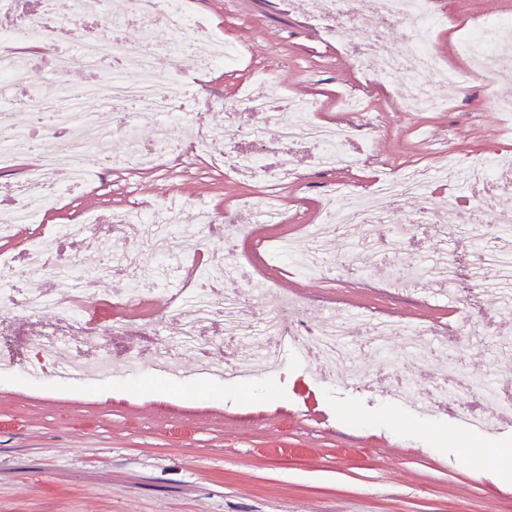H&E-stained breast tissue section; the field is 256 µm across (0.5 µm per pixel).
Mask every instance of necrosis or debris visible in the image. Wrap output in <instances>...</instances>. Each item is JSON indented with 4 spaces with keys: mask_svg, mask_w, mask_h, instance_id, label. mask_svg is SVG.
<instances>
[{
    "mask_svg": "<svg viewBox=\"0 0 512 512\" xmlns=\"http://www.w3.org/2000/svg\"><path fill=\"white\" fill-rule=\"evenodd\" d=\"M39 16L20 19L14 26L0 31V93L16 86H25L24 109L33 124H40L44 114H51L49 133H61L59 145L52 150L34 153L35 161L13 184L0 186V193L10 199L8 209L0 211L1 224H30L40 212L55 202L65 191L82 187L99 167L112 159L113 138L126 135L135 126L138 116L150 113L159 116L156 137L150 147L130 142L124 164L167 162L178 168L197 148L219 157L226 172L259 176L261 182L273 183L287 179L293 169L287 160L269 161L254 150L227 151L221 148L217 133L205 130L204 115L213 109L212 101L197 103L193 123L201 130L190 144L175 140L169 130V115L184 111L180 87L189 84V77L173 82L177 57L185 52L200 53L206 66L233 62L237 47L215 38L198 19L186 15L181 0H134L137 32L143 47L136 58H129L124 38L117 34L125 26L122 17H113L112 36L101 35L82 39L78 44L93 81L74 87L61 86L60 108L54 109L36 91L29 80L28 61L23 48L55 40L69 22L54 10V0H41ZM440 20L434 0H372L368 16L350 13L346 0H334L323 17L327 36L343 37L354 57H369L374 62L373 73L378 78L403 77L401 96L410 110L431 111L440 103L433 96L429 77L434 71L431 52L433 31ZM393 25L402 26L403 37L397 48H390L380 38ZM471 61L482 77H490L497 69L512 64V18L484 20L478 23L468 44ZM98 101L96 111H84L85 102ZM239 109L254 118L244 136L260 141L272 136L284 143H306L315 147L324 165L336 168L359 166L363 158L351 153L350 142L366 137L377 129L376 121L357 125L326 126L310 120L317 105L312 101L285 96L243 95ZM69 171L67 186L53 182L58 167ZM428 173L401 174L378 180L373 185L377 199L373 205L343 206L342 200L351 195L350 187L331 186L323 228L337 233L354 230L360 243H368L386 226V203L424 191ZM125 223L144 224L154 230V249L175 275H183L188 267L177 241L186 233L201 234L203 225L213 224L214 216L204 218L203 225L193 227L179 223L173 206L160 203L125 216ZM29 269L50 279L72 281L79 270L71 260L58 257L42 242L32 243L25 251ZM233 257L225 261H207L201 266L193 288L166 294L165 310L176 312L180 324L182 345L201 346L210 327L220 323L230 339L247 338L259 331L266 338V347L259 361L264 372L271 373L279 365L278 343L291 337L308 354L316 357L329 369H343L353 359L346 343L347 337L361 336L365 347L387 356L388 343L397 333V326L380 317L344 315L332 322L308 325L289 322L288 310L276 307L271 316L255 320L253 325L243 321L237 300L220 299L212 288L225 273L235 269Z\"/></svg>",
    "mask_w": 512,
    "mask_h": 512,
    "instance_id": "obj_1",
    "label": "necrosis or debris"
}]
</instances>
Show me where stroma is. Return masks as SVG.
I'll return each mask as SVG.
<instances>
[{"label":"stroma","instance_id":"35a3bbf8","mask_svg":"<svg viewBox=\"0 0 512 512\" xmlns=\"http://www.w3.org/2000/svg\"><path fill=\"white\" fill-rule=\"evenodd\" d=\"M187 12L203 17L220 37L246 52L243 65L203 67L199 59L178 58L181 74L196 77L183 88L188 103L199 97L232 105L241 89L260 96L285 91L317 102L314 120L362 121L371 114L379 126L371 140L354 145L369 163L351 170H329L307 144L286 145L266 138L268 158L287 156L296 180L264 185L250 178L230 179L197 152L171 173L166 167L139 170L117 162L105 166L95 185L85 187L41 212L37 221L0 236V257L17 265L15 285L70 300L67 284L43 279L20 264L28 240L45 228L102 221L115 211L161 201L180 205L184 223L199 209L223 214L239 210L244 226L233 241L223 233L185 236L188 258L223 256L233 246L241 269L224 275V296L237 298L246 314L285 303L292 314L314 322L334 314L386 315L398 326L423 333L419 357H404L399 337L390 347L395 367L383 370L381 358L350 339L360 381L326 374L304 357L298 344L282 341L281 368L267 378L228 381L212 364L249 363L261 336L225 343L221 328L211 329L203 355H181L178 374L157 370L156 350L176 346L179 325L156 298L175 288V279L149 278L151 300L136 309L115 307L129 284L125 275L85 278L91 303L82 319L46 311L29 317L15 311L7 320L0 349L13 350L17 366L0 372V512H512V472L502 473L486 451L512 449V417L491 432L470 429L445 413L422 415L434 380L456 361L461 377L512 373V352L499 333L512 334V312L498 310L493 292L471 278L476 251L472 237L456 233L461 206L512 207V173H501L476 188H452L432 180L427 199L403 198L388 214L404 224L423 208H436L439 221L414 228L415 246L402 256L386 245L370 250L349 236L323 235L324 255L352 266L335 275L277 269L263 245L307 238L323 218L326 186L342 183L367 193L389 173L438 172L444 162L475 156L492 160L512 153V114L489 108L493 99L512 100V68L464 89L432 79L445 106L435 112L404 111L400 79L367 82V60L325 41L320 21L288 10L282 0H184ZM437 9L454 14L455 25L436 28L432 49L438 68L466 71L472 64L463 42L471 21L512 16V0H438ZM364 91L365 113L345 112L341 100ZM277 199L288 212L281 224L254 222L247 201ZM437 253L454 259V288L424 286L401 276ZM116 322L123 331H113ZM493 323L483 343H458L453 352L429 348L432 334L462 333ZM68 331L86 354L114 356L115 365L98 379L33 380L23 365L32 357L29 337L49 327ZM399 378L410 386L408 400L390 399L379 384ZM465 437L468 447L452 443Z\"/></svg>","mask_w":512,"mask_h":512}]
</instances>
